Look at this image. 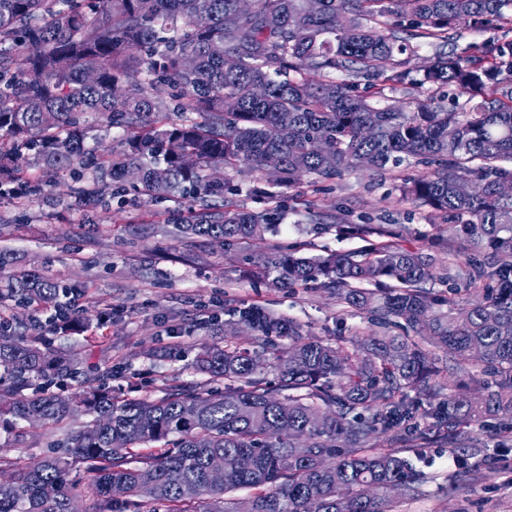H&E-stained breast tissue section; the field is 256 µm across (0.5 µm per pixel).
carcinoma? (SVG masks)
I'll list each match as a JSON object with an SVG mask.
<instances>
[{
  "label": "carcinoma",
  "instance_id": "carcinoma-1",
  "mask_svg": "<svg viewBox=\"0 0 512 512\" xmlns=\"http://www.w3.org/2000/svg\"><path fill=\"white\" fill-rule=\"evenodd\" d=\"M390 16L409 21L407 36L386 28ZM511 18L512 0H319L315 10L308 0H253L248 12L240 0H0V185L18 181L26 153L44 174L14 193L43 196L66 173L77 183L71 196L84 201L113 185L144 203L188 196L179 231L232 249L261 239L279 217L233 204L236 189L211 170L262 172L275 154L277 184L384 172L411 158L424 171L404 180L403 195L473 250L455 275L473 292L461 305L454 292L424 288L448 280L431 258L383 240L388 232L374 224L340 225L367 242L355 251L273 246L255 261V278L316 285L383 327L403 323L405 334L332 345L293 319L240 307L233 317L247 339L205 345L196 361L211 387L155 399L113 393L109 372L60 397L76 355L0 321V425L18 443L22 422L51 428L41 459L0 454L9 474L0 512H74L82 499L92 512H240L245 502L251 512H395L393 488L417 495L430 445H452L467 471L481 449L462 441L461 428L512 417V195L500 191L512 181V40L438 55L419 78L407 57L418 51L412 40L446 42L463 20ZM336 70L479 102L467 112L453 97L375 107L358 84L331 78ZM93 113L127 136L103 159L84 144ZM462 181L472 185L467 195ZM383 278L392 285L369 288ZM59 297V284L35 270L0 284V300L23 309ZM441 358L494 381L474 380L476 396L459 393ZM79 414L85 425L60 431ZM379 433L392 443L405 436L409 447L377 448ZM242 488L252 490L245 501L229 497Z\"/></svg>",
  "mask_w": 512,
  "mask_h": 512
}]
</instances>
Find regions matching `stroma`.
Masks as SVG:
<instances>
[{
    "instance_id": "stroma-1",
    "label": "stroma",
    "mask_w": 512,
    "mask_h": 512,
    "mask_svg": "<svg viewBox=\"0 0 512 512\" xmlns=\"http://www.w3.org/2000/svg\"><path fill=\"white\" fill-rule=\"evenodd\" d=\"M505 39L512 40V25L464 23L448 42H422L410 66L422 68L473 42ZM414 173L407 166L381 174L357 171L325 183L319 193L304 176L280 187L273 198L252 195L257 172L242 167L226 177L241 187L237 201L244 206L271 209L279 200H293V211L277 233L267 234L265 244L298 246L312 254L351 251L362 242L339 237L337 223L380 224L399 230L439 263L465 264L472 255L468 243L459 238L453 254L439 252L430 209L402 199L399 187ZM72 184L64 174L45 197L0 196V250H11L18 266L73 288L83 330L50 334L46 321L53 310H23L8 302L0 304V317L16 318L26 334L50 337L56 348L76 353L81 370L113 371L114 389H127L136 380L139 395L157 397L170 386L204 383L195 357L202 344L228 339L230 313L238 307L297 320L311 336L328 342L364 339L375 331L366 316L344 308L326 291L256 286L241 252L166 233L167 204L146 206L128 196L79 206L70 196ZM503 432L498 421L485 418L464 428L465 442L487 449L492 459L488 466L473 461L466 473L449 465L447 445L429 448L431 462L423 469L419 493L400 500L398 512H512V445L500 447Z\"/></svg>"
}]
</instances>
